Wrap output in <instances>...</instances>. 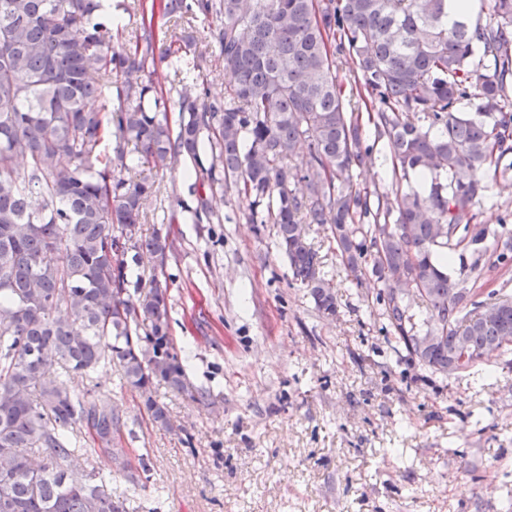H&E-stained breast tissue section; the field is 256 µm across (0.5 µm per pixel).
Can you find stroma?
<instances>
[{"label":"stroma","instance_id":"1","mask_svg":"<svg viewBox=\"0 0 512 512\" xmlns=\"http://www.w3.org/2000/svg\"><path fill=\"white\" fill-rule=\"evenodd\" d=\"M195 165L158 177L143 234L174 241L164 269L142 260L143 289L168 287L170 334L204 401L159 386L177 426L151 425L118 367H101L124 422L122 445L149 451L148 470L112 486L126 512H507L512 505V361L492 354L446 377L395 353L372 279L356 282L327 231L304 232L336 294L319 313L277 247L276 228L250 223L235 193L194 216ZM354 180L394 193L389 150L377 145ZM476 221L512 236V171L488 177ZM182 207L172 208L173 199ZM470 246L448 273L485 304L512 294V266Z\"/></svg>","mask_w":512,"mask_h":512}]
</instances>
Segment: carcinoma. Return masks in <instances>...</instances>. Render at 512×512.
<instances>
[{"mask_svg":"<svg viewBox=\"0 0 512 512\" xmlns=\"http://www.w3.org/2000/svg\"><path fill=\"white\" fill-rule=\"evenodd\" d=\"M490 2L489 21L461 10L450 24L449 5L463 0H133L122 5L139 17L127 40L103 21L107 0H0V512H126L112 470L130 480L147 462L139 454L133 466L120 447L100 367L119 366L164 431L174 422L157 387L195 397L170 336L167 289L143 294L131 280L144 254L164 268L173 241L160 229L141 234L157 187L126 176L130 144L136 165L157 174L181 157L195 163L199 222L216 216L219 192L248 200L249 220L276 226L293 277L334 316L336 295L301 224L324 227L354 278L377 283L394 351L431 374L453 373L464 349L467 370L512 351V300L491 317L474 312L436 256L463 242L498 248L474 223L486 173L512 154V0ZM158 15L174 22L165 46ZM209 53L235 76L222 98L205 88ZM346 56L394 174L421 177L424 190L373 201L354 184L374 145L341 94ZM162 60L174 96L155 85ZM303 142L310 161L298 171ZM404 280L424 304L421 323L394 296ZM73 374L89 381L85 393L69 388ZM101 458L110 466L92 464ZM78 467L85 479L73 482Z\"/></svg>","mask_w":512,"mask_h":512,"instance_id":"carcinoma-1","label":"carcinoma"}]
</instances>
